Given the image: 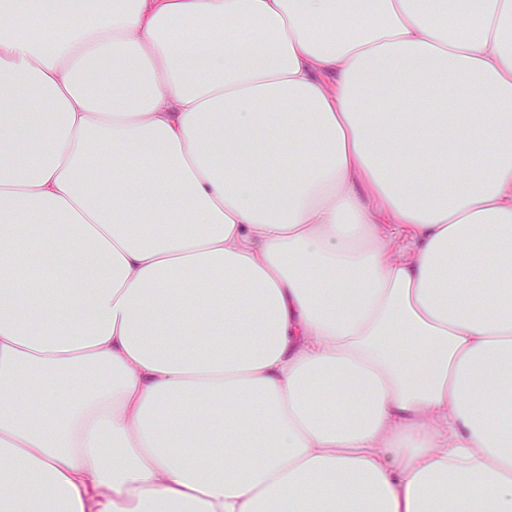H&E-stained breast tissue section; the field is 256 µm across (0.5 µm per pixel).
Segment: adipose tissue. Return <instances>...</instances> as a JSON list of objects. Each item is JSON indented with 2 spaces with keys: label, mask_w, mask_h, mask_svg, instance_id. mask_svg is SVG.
<instances>
[{
  "label": "adipose tissue",
  "mask_w": 512,
  "mask_h": 512,
  "mask_svg": "<svg viewBox=\"0 0 512 512\" xmlns=\"http://www.w3.org/2000/svg\"><path fill=\"white\" fill-rule=\"evenodd\" d=\"M0 512H512V0H0Z\"/></svg>",
  "instance_id": "adipose-tissue-1"
}]
</instances>
